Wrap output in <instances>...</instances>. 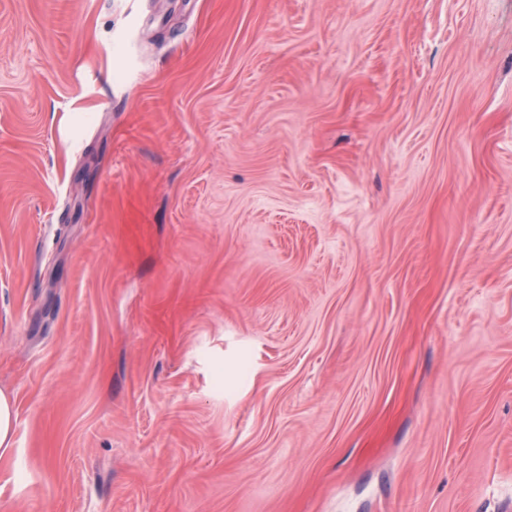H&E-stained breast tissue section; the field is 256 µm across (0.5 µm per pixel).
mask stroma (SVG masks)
<instances>
[{
  "label": "stroma",
  "instance_id": "stroma-1",
  "mask_svg": "<svg viewBox=\"0 0 512 512\" xmlns=\"http://www.w3.org/2000/svg\"><path fill=\"white\" fill-rule=\"evenodd\" d=\"M0 512H512V0H0ZM14 405L9 397L0 392V447H10L14 433Z\"/></svg>",
  "mask_w": 512,
  "mask_h": 512
}]
</instances>
